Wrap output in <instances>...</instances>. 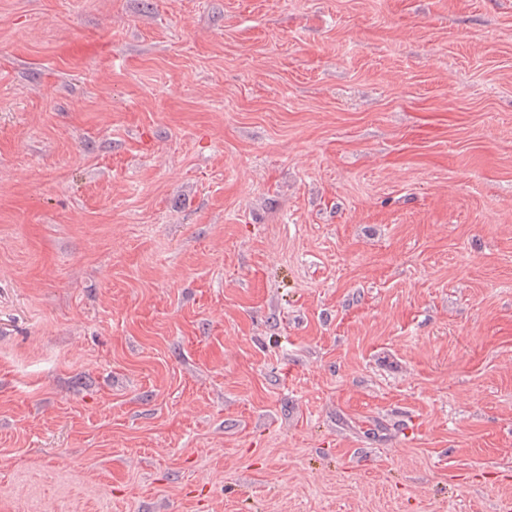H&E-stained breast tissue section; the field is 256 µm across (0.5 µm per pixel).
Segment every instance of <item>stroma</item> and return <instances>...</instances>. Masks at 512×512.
Segmentation results:
<instances>
[{"label": "stroma", "mask_w": 512, "mask_h": 512, "mask_svg": "<svg viewBox=\"0 0 512 512\" xmlns=\"http://www.w3.org/2000/svg\"><path fill=\"white\" fill-rule=\"evenodd\" d=\"M512 504V0H0V512Z\"/></svg>", "instance_id": "obj_1"}]
</instances>
